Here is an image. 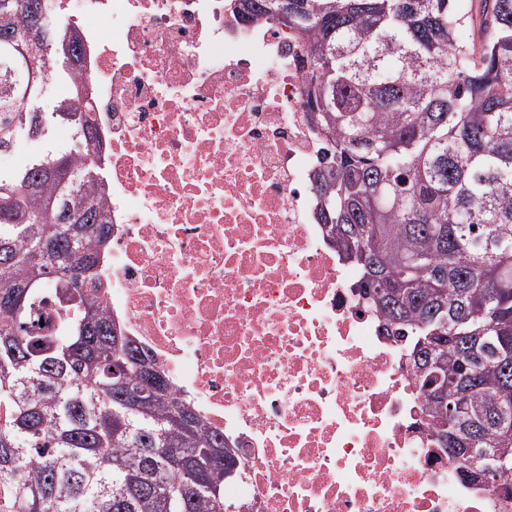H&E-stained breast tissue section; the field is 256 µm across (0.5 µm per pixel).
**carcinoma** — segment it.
Listing matches in <instances>:
<instances>
[{"mask_svg":"<svg viewBox=\"0 0 512 512\" xmlns=\"http://www.w3.org/2000/svg\"><path fill=\"white\" fill-rule=\"evenodd\" d=\"M306 46L303 105L324 141L317 217L365 307L405 342L436 447L512 499V0H236ZM288 14V21L282 20ZM45 0H0V151L15 127L73 144L0 174V512H230L224 434L172 396L105 314L112 231L81 66ZM57 306L60 331L36 333Z\"/></svg>","mask_w":512,"mask_h":512,"instance_id":"1","label":"carcinoma"}]
</instances>
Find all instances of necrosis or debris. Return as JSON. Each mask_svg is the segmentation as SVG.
Returning a JSON list of instances; mask_svg holds the SVG:
<instances>
[{"instance_id":"necrosis-or-debris-1","label":"necrosis or debris","mask_w":512,"mask_h":512,"mask_svg":"<svg viewBox=\"0 0 512 512\" xmlns=\"http://www.w3.org/2000/svg\"><path fill=\"white\" fill-rule=\"evenodd\" d=\"M103 143V306L222 431L242 512H501L428 437L327 240L299 37L233 0H58Z\"/></svg>"}]
</instances>
